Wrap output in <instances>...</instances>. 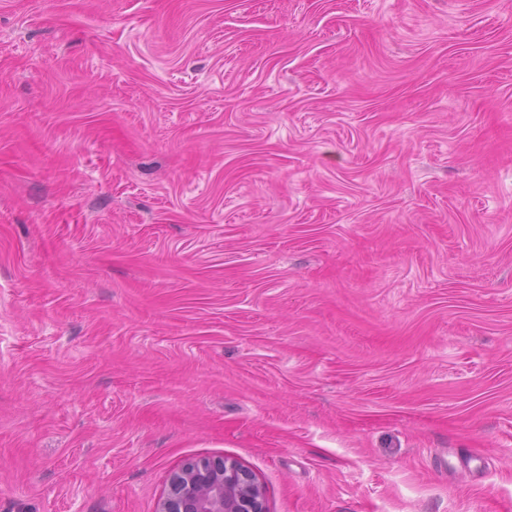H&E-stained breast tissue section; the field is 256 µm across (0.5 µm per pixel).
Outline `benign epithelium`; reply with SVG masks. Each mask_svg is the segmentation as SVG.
<instances>
[{
	"mask_svg": "<svg viewBox=\"0 0 512 512\" xmlns=\"http://www.w3.org/2000/svg\"><path fill=\"white\" fill-rule=\"evenodd\" d=\"M157 512H266L264 491L234 460L195 458L168 479Z\"/></svg>",
	"mask_w": 512,
	"mask_h": 512,
	"instance_id": "obj_1",
	"label": "benign epithelium"
}]
</instances>
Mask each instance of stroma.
I'll return each instance as SVG.
<instances>
[{"label": "stroma", "mask_w": 512, "mask_h": 512, "mask_svg": "<svg viewBox=\"0 0 512 512\" xmlns=\"http://www.w3.org/2000/svg\"><path fill=\"white\" fill-rule=\"evenodd\" d=\"M512 512V0H0V512ZM157 512H266L264 491L234 460L195 458L168 479Z\"/></svg>", "instance_id": "35a3bbf8"}]
</instances>
